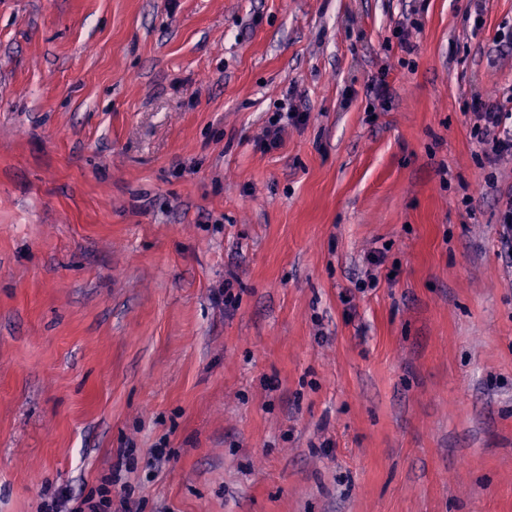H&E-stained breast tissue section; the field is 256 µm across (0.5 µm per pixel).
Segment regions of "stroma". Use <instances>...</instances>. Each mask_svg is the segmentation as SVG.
I'll list each match as a JSON object with an SVG mask.
<instances>
[{"instance_id":"1","label":"stroma","mask_w":512,"mask_h":512,"mask_svg":"<svg viewBox=\"0 0 512 512\" xmlns=\"http://www.w3.org/2000/svg\"><path fill=\"white\" fill-rule=\"evenodd\" d=\"M503 95L512 0H0V512H512ZM472 109L474 135L488 146V160L512 156V97L479 99ZM306 119V112H299L294 105L291 106L289 104L288 106V103L286 105L284 102L268 118L262 137L257 145L263 148L276 146L280 142L285 126H288V124L299 125L305 122Z\"/></svg>"}]
</instances>
